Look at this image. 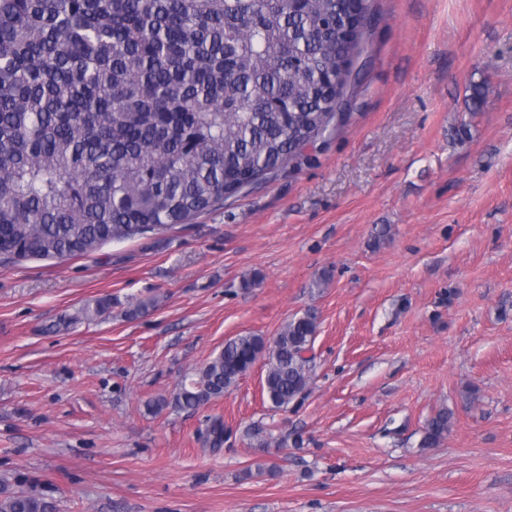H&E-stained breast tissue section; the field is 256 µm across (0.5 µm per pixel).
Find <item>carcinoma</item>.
Segmentation results:
<instances>
[{"label": "carcinoma", "mask_w": 512, "mask_h": 512, "mask_svg": "<svg viewBox=\"0 0 512 512\" xmlns=\"http://www.w3.org/2000/svg\"><path fill=\"white\" fill-rule=\"evenodd\" d=\"M368 0H0V257L62 259L185 224L257 185L345 113ZM318 317L224 341L169 405L224 396L260 357L286 409L314 371ZM452 413L426 426L439 443ZM210 420L205 444L224 443ZM0 512H57L42 494Z\"/></svg>", "instance_id": "cac0c4a2"}]
</instances>
